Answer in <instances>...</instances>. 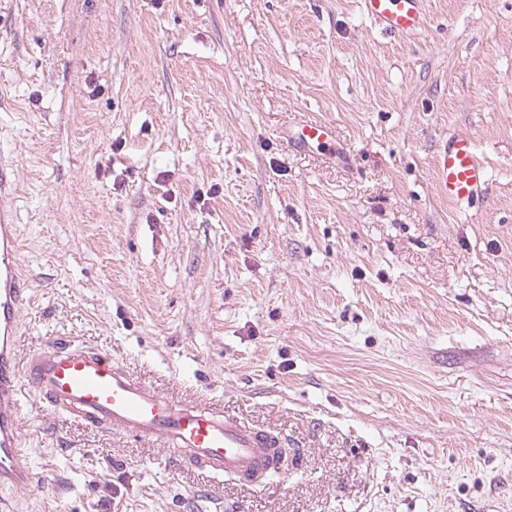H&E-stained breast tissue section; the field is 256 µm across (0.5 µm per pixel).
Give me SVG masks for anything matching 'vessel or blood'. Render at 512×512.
Returning <instances> with one entry per match:
<instances>
[{"label": "vessel or blood", "instance_id": "1", "mask_svg": "<svg viewBox=\"0 0 512 512\" xmlns=\"http://www.w3.org/2000/svg\"><path fill=\"white\" fill-rule=\"evenodd\" d=\"M368 14L394 36L424 29L426 0H365ZM334 138L331 124H299L292 143L309 147ZM440 198L471 205L488 181L474 137L450 135L435 163ZM16 168L0 159V489L27 492L35 476L27 465L20 411L26 394L92 428L112 427L159 444L213 476L242 475L269 468L272 452L260 433L222 410L184 403L147 388L129 369L97 346L57 337L51 347L21 356L20 314L31 289L20 259L15 222Z\"/></svg>", "mask_w": 512, "mask_h": 512}]
</instances>
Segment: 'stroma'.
<instances>
[{
	"instance_id": "35a3bbf8",
	"label": "stroma",
	"mask_w": 512,
	"mask_h": 512,
	"mask_svg": "<svg viewBox=\"0 0 512 512\" xmlns=\"http://www.w3.org/2000/svg\"><path fill=\"white\" fill-rule=\"evenodd\" d=\"M0 0L21 355L97 345L288 444L256 483L30 398L14 512H512V0ZM329 146L286 145L299 116ZM476 139L484 199L437 194ZM367 13L393 36H407L427 26L426 0H365ZM440 198L457 206H470L488 181V169L474 137L466 132L450 135L439 146L435 163Z\"/></svg>"
}]
</instances>
